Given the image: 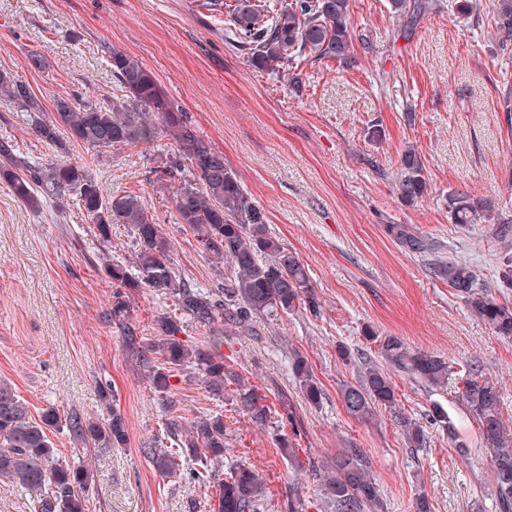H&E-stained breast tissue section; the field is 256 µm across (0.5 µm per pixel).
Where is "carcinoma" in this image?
<instances>
[{"label": "carcinoma", "instance_id": "1", "mask_svg": "<svg viewBox=\"0 0 512 512\" xmlns=\"http://www.w3.org/2000/svg\"><path fill=\"white\" fill-rule=\"evenodd\" d=\"M351 0H235L226 24L233 35L231 46L247 55L249 65L262 72L288 76L298 84L297 70L311 61L350 64L355 34L351 28ZM393 14L401 20L405 35L430 8L429 0H390ZM488 26L500 37L501 46L512 42V0H489ZM116 83V94L103 102L59 98L55 112L38 118V138L66 152L61 131L71 142L100 157L129 145L149 144L164 135L174 143L173 152L151 168L157 185H176L177 221L194 237L205 257L217 266L226 265L224 283L202 292L176 272L162 228L141 196L125 191L104 193L88 166L56 158L47 163L29 161L16 144L0 141V181L19 202L33 210L43 200H70L94 224L97 240L111 242L112 226L134 229L135 261L128 266L104 255L102 269L120 287L112 296V320L134 336L130 327L131 301L124 289L167 295L175 313L157 321V336L138 351L147 379L163 397L172 390L171 378L185 369L214 395L230 396L237 406L261 425L271 422L265 396L219 354L224 337L249 330L254 320L274 319L301 309H315L313 287L299 256L272 238L263 209L247 194L237 175L227 167L224 154L196 134L185 112L166 93L154 73L138 58L114 47L106 59ZM0 102L21 112H42V105L29 86L12 73L0 71ZM396 187L401 200L412 204L429 190L424 162L412 145L400 157ZM448 213L455 224H476L482 205L463 190L448 192ZM385 234L406 253L424 259L428 274L453 290L471 314L498 336L512 337V303L492 296L490 286L475 267L462 259L443 255L444 247L412 224H385ZM491 238L502 253L501 279L512 288V218H502L490 228ZM192 320L206 336L199 346L178 339L180 317ZM373 346L375 364L366 353L338 348L345 365L356 368L358 378L340 389L347 413L363 422L377 419L381 410L397 406L393 375L407 377L433 392L448 387L454 379L457 398L468 408L488 448L494 495L499 512H512V426L506 424L497 382L480 366L467 362L459 367L443 357L409 347L399 336H379L370 326L362 330ZM291 372L305 401L320 404L323 390L308 362L296 354ZM104 423L77 414L44 409L39 419L30 415L10 384L0 382V479L4 478L33 495L34 512H85L90 470L59 459L50 434L64 431L75 441L121 446L126 442L124 419L106 402ZM427 423L447 431L448 446L460 457L470 449L458 439L456 424L443 406L434 401L425 414ZM409 445L424 448L427 428L404 416L396 417ZM188 443L182 447L203 453L202 469L193 478L211 477L208 462L224 456V416L215 414L191 421L183 428ZM277 447L288 462L303 470L292 440L277 437ZM146 455L164 476L176 474L179 449L149 448ZM367 452L350 443L341 448L327 466H311L308 476L323 491L320 503L300 501L290 512H379L381 489L372 473ZM266 488L250 467L240 465L219 482L217 504L211 512H260Z\"/></svg>", "mask_w": 512, "mask_h": 512}]
</instances>
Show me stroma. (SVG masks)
<instances>
[{
    "mask_svg": "<svg viewBox=\"0 0 512 512\" xmlns=\"http://www.w3.org/2000/svg\"><path fill=\"white\" fill-rule=\"evenodd\" d=\"M487 6L471 17L449 11L445 0L426 13L408 38L388 0H352L351 25L370 47L353 44V63H307L300 92L287 79L258 72L224 35V15L203 0H0V70L18 75L45 110L58 98L102 101L115 83L105 60L119 47L141 60L187 113L197 134L224 160L266 212L272 237L298 253L316 295L315 311L250 333L228 336L221 352L256 385L303 462L325 465L352 442L374 463L385 512H413L425 494L431 512H497L491 461L475 422L453 389L433 393L396 378L398 406L424 421L440 402L470 448L462 461L448 435L432 430L426 447H410L389 412L363 423L348 415L339 390L355 381L337 348L365 347L361 334L402 337L411 348L453 361L477 362L496 378L503 417L512 423V339L497 336L472 316L446 284L431 278L422 258L406 254L383 231L412 224L441 242L449 256L473 264L493 296L512 302L500 286L499 249L490 226L512 215V48L477 27ZM45 61L35 68L31 54ZM381 143L365 136L371 124ZM32 160L56 158L33 133L26 113L0 105V139ZM415 145L430 190L408 205L395 185L400 156ZM171 148L168 138L98 158L80 147L71 162L88 165L105 191L141 195L159 217L182 278L215 288L218 274L194 238L176 222L173 193L151 184L148 170ZM463 189L486 207L483 222L460 227L448 214L449 190ZM132 260L129 227L96 239L72 202L50 200L41 211L15 201L0 183V380L9 382L32 416L49 406L94 422L106 416L101 389H110L125 420L120 447L74 442L53 434L60 457L88 466L92 483L86 512H210L218 483L244 464L264 478L262 512H288L289 503L320 497L308 480L294 481L274 431L243 415L199 379L174 377L176 409L186 419L224 416V460L204 483L161 475L144 450L165 441L167 415L145 376L137 351L111 317L115 287L99 263L101 252ZM130 321L139 338L154 336L170 300L139 290ZM309 362L323 389L309 405L288 370L293 353Z\"/></svg>",
    "mask_w": 512,
    "mask_h": 512,
    "instance_id": "stroma-1",
    "label": "stroma"
}]
</instances>
